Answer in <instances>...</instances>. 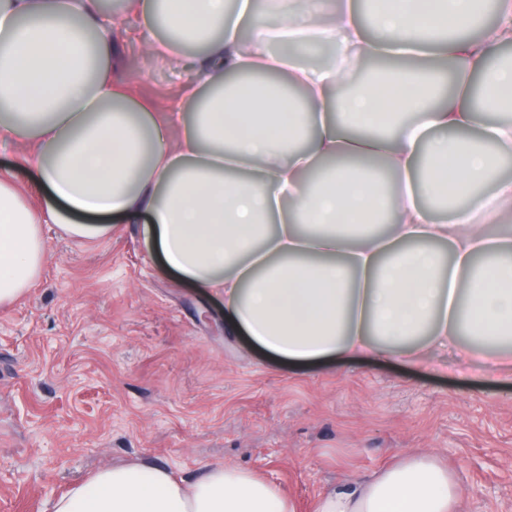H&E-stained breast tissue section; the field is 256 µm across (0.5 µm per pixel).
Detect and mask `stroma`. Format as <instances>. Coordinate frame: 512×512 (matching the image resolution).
I'll use <instances>...</instances> for the list:
<instances>
[{"mask_svg": "<svg viewBox=\"0 0 512 512\" xmlns=\"http://www.w3.org/2000/svg\"><path fill=\"white\" fill-rule=\"evenodd\" d=\"M118 32L125 91L170 110L198 75L133 38L123 0H99ZM28 149L0 136V178L45 201ZM44 260L0 305V512H52L98 470L159 463L195 479L230 464L312 512L333 484L433 451L471 512H512V382L491 383L456 349L422 371L389 363L291 366L225 325L224 302L164 271L140 227L113 219L93 239L41 227Z\"/></svg>", "mask_w": 512, "mask_h": 512, "instance_id": "35a3bbf8", "label": "stroma"}]
</instances>
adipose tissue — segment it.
<instances>
[{
    "instance_id": "ef3b65f1",
    "label": "adipose tissue",
    "mask_w": 512,
    "mask_h": 512,
    "mask_svg": "<svg viewBox=\"0 0 512 512\" xmlns=\"http://www.w3.org/2000/svg\"><path fill=\"white\" fill-rule=\"evenodd\" d=\"M125 0L142 35L203 82L160 116L113 75L114 23L97 0H0V132L28 144L43 210L0 180V303L44 259V219L95 237L71 213L137 224L163 267L223 295L230 331L283 362L360 357L423 365L440 349L495 360L512 381V235L481 222L512 212V0L463 37L481 0H383L372 31L354 4ZM250 37H243V29ZM164 39H156L157 31ZM339 48L303 66L296 47ZM279 53H269V46ZM367 56L397 59L385 81L338 89ZM183 131L170 143L168 131ZM451 197L447 219L427 198ZM52 512H296L279 486L237 466L193 481L160 464L100 471ZM314 512H470L433 452L333 486Z\"/></svg>"
}]
</instances>
